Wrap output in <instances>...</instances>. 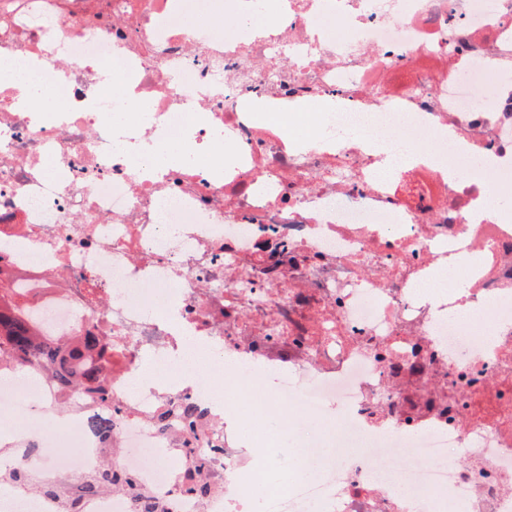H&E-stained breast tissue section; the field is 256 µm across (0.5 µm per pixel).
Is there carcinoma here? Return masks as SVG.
<instances>
[{
	"instance_id": "obj_1",
	"label": "carcinoma",
	"mask_w": 512,
	"mask_h": 512,
	"mask_svg": "<svg viewBox=\"0 0 512 512\" xmlns=\"http://www.w3.org/2000/svg\"><path fill=\"white\" fill-rule=\"evenodd\" d=\"M17 363H33L58 378L68 390H87L101 399H109L105 369L96 337L81 332L60 342H52L42 335L23 310L21 289L9 277H0V358ZM30 483V477L16 468L0 467V485L14 486ZM117 485H131V479L110 470H100L82 484L87 494H95ZM186 493L204 499L209 493L201 473L189 477Z\"/></svg>"
}]
</instances>
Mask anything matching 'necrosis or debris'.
<instances>
[{"label": "necrosis or debris", "instance_id": "obj_1", "mask_svg": "<svg viewBox=\"0 0 512 512\" xmlns=\"http://www.w3.org/2000/svg\"><path fill=\"white\" fill-rule=\"evenodd\" d=\"M192 2L0 0V66L58 101L0 82V271L45 336L112 350L111 401L66 412L14 366L0 412L22 436L0 461L79 512H137L140 492L156 512H512V0H277L262 30L258 0H225L235 31L191 24ZM253 101L335 107L299 148ZM371 141L442 166L380 173ZM169 142L189 158L155 170ZM465 252L482 263L456 270L460 300L419 294ZM185 400L200 423L153 425ZM330 409L293 474L258 455ZM106 411L111 434L85 428ZM103 467L137 493L81 495Z\"/></svg>", "mask_w": 512, "mask_h": 512}]
</instances>
